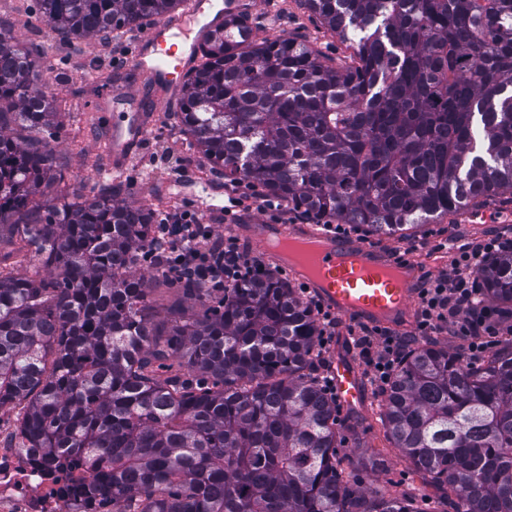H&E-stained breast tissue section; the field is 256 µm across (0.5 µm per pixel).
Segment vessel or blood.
Returning <instances> with one entry per match:
<instances>
[{"instance_id":"obj_1","label":"vessel or blood","mask_w":512,"mask_h":512,"mask_svg":"<svg viewBox=\"0 0 512 512\" xmlns=\"http://www.w3.org/2000/svg\"><path fill=\"white\" fill-rule=\"evenodd\" d=\"M204 0H185L182 14L149 27L130 56L132 68L150 75L155 83L177 88L192 63L194 50L171 44L174 31L183 30L203 11ZM152 127L149 114L113 123L110 129L112 164L123 169L134 151L144 144ZM281 225L260 219L248 220L241 231L252 243L267 247L281 233ZM314 278L304 284L329 311L343 320L390 330H407L413 321V301L425 273L412 259L372 247L365 242L329 236L328 244L306 258ZM335 393L346 406L362 399V386L355 364L337 358L333 368Z\"/></svg>"}]
</instances>
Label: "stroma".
Listing matches in <instances>:
<instances>
[{
    "label": "stroma",
    "instance_id": "obj_1",
    "mask_svg": "<svg viewBox=\"0 0 512 512\" xmlns=\"http://www.w3.org/2000/svg\"><path fill=\"white\" fill-rule=\"evenodd\" d=\"M243 18L260 38L290 36L304 43L332 67L350 62L352 51L305 9L300 0H249ZM0 24L10 29L21 46L39 59L51 87V143L58 155L52 194L72 200L74 195L93 196L113 189L127 204L145 207L155 214L191 210L215 235L239 238L234 225L225 223L223 206L243 198L240 216L263 217L260 188L224 180L213 173L204 155L190 143L171 104L180 100L172 93L160 104L161 122L142 149L122 171L112 169L109 153V120L121 121L142 109L143 77L124 67L122 60L146 29L137 24L109 38H65L40 16L35 0H0ZM512 239V202L484 208L481 216L465 214L428 224L408 238L380 237L372 244L387 252H401L416 259L428 278L451 270V254L441 247L448 239L464 246L494 236ZM0 273L41 280L49 275L43 256L28 246L21 231L0 236ZM153 289L147 303L161 334H169L182 315L199 310L200 298L187 295L167 283L156 268H145ZM365 401L357 407L337 406L336 418L345 437L340 450L345 472L357 487L378 493L411 497L419 512H442L438 492L402 458L388 440L382 422V399L373 385L365 387Z\"/></svg>",
    "mask_w": 512,
    "mask_h": 512
}]
</instances>
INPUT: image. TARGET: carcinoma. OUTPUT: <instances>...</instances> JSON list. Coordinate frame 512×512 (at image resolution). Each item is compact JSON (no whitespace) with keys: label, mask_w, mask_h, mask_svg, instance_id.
Returning <instances> with one entry per match:
<instances>
[{"label":"carcinoma","mask_w":512,"mask_h":512,"mask_svg":"<svg viewBox=\"0 0 512 512\" xmlns=\"http://www.w3.org/2000/svg\"><path fill=\"white\" fill-rule=\"evenodd\" d=\"M62 36L109 37L180 0H36ZM352 48L323 64L239 15L199 43L180 122L229 181L247 180L370 236L404 237L512 196V0H303ZM50 95L0 26V225L21 224L52 267L0 273V406L51 465L84 466L112 512H418L348 485L336 403L313 375L320 326L271 274L161 341L139 273L154 218L113 193L49 196ZM512 311V250L478 271ZM394 447L452 512H512V341L471 367L409 348L383 392Z\"/></svg>","instance_id":"1"}]
</instances>
